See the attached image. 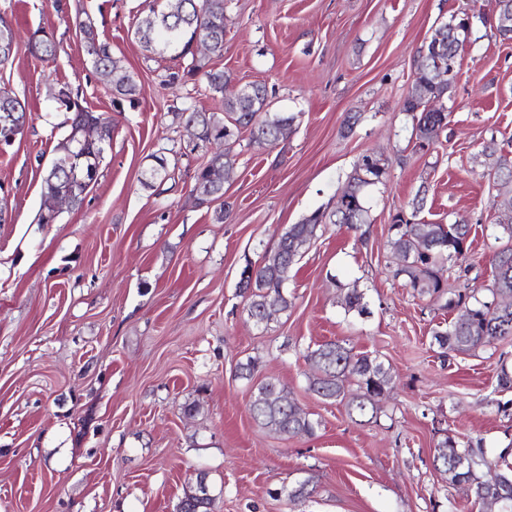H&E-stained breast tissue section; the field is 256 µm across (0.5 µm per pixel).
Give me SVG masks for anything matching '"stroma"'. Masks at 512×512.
<instances>
[{
  "instance_id": "obj_1",
  "label": "stroma",
  "mask_w": 512,
  "mask_h": 512,
  "mask_svg": "<svg viewBox=\"0 0 512 512\" xmlns=\"http://www.w3.org/2000/svg\"><path fill=\"white\" fill-rule=\"evenodd\" d=\"M151 3L0 0L15 33L0 85L28 117L0 144V512H176L202 471L213 512H478L433 457L450 436L512 463V388L498 385L512 341L441 356L443 301L394 277L387 239L392 215L423 197L421 220L470 224L467 261L480 283L492 279L500 186L483 148L512 152V40L491 0H224V54L207 65L239 88L265 84L270 112L295 121L275 147L237 146L221 221L193 193L210 153L177 114L218 108L220 96L170 83L178 61L135 38ZM81 13L139 84L134 101L95 71ZM463 13L472 29L443 98L448 125L422 151L402 104L434 30ZM39 30L59 43L56 60L30 54ZM64 83L109 119L112 141L83 204L42 224L44 177L66 134L50 92ZM161 151L175 175L144 187ZM370 152L388 169L364 232L327 225L290 274L291 308L257 328L242 269L335 202ZM346 285L367 314L345 311ZM330 341L389 368L392 390L370 421L310 391L305 356ZM251 358L253 377H238ZM270 379L319 420L314 435L253 420V391ZM304 480L310 495L291 499Z\"/></svg>"
}]
</instances>
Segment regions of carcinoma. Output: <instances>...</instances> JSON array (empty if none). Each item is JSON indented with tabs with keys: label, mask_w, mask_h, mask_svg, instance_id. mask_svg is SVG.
I'll return each mask as SVG.
<instances>
[{
	"label": "carcinoma",
	"mask_w": 512,
	"mask_h": 512,
	"mask_svg": "<svg viewBox=\"0 0 512 512\" xmlns=\"http://www.w3.org/2000/svg\"><path fill=\"white\" fill-rule=\"evenodd\" d=\"M226 21L224 0H153L148 12L138 19L134 32L146 50L183 60L182 71L170 74L171 82L202 79L213 92L223 94L222 107L216 112L196 108L181 112L199 144L217 146L208 163L194 176V191L200 204L224 198V179L217 177V173L233 168L234 148L242 131H249V143L272 148L294 122V116L286 113L269 115L268 92L262 84L252 83L224 94L231 76L221 69H205V64L196 58L192 46L198 33L210 37L211 54L223 55ZM467 26V19L453 16L435 29L431 41L438 43L439 52L426 54L418 64L411 90L403 102V111L412 116L416 147L421 150L427 149L448 124V112L436 102L448 92L454 77L439 80L437 73H448L456 66L459 45L469 34ZM79 32L94 67L111 76L112 92L134 99L139 94L137 82L112 56L110 45L99 39L94 23L80 22ZM14 39L12 26L0 18L1 66L12 56ZM29 51L43 60H54L58 44L48 33L36 32L29 42ZM52 98L66 113L63 124L68 126V133L59 143V154L44 178L39 215L43 224L55 221L58 199H68L73 207L83 203L89 175L98 170L112 140L109 121L84 106L79 92L63 84L52 92ZM25 118V105L11 90L0 87V137L6 130H21ZM153 161L149 178L144 181L148 188L168 174L164 152L153 155ZM385 174V162L380 156L362 155L331 209H318L300 223L288 225L274 248L266 250L256 263L246 264L238 287L249 293L248 316L255 325L266 326L277 314L288 311L290 272L317 232L328 224L353 228L369 223L366 189L383 182ZM491 176L497 183H512L509 154L494 160ZM494 205L502 235L496 237L500 245L492 257L493 278L481 287L485 292L481 299L476 296L477 289L466 283L446 301L444 308L455 317L446 328L434 333L444 356L449 352L493 347L512 337V196L505 195ZM420 209V202L414 201L411 213L400 210L392 216L388 246L398 259L394 276L404 277V286L420 296H442L448 287L445 264L458 267V280L468 278L472 269L467 264L470 226L460 219L449 224L421 221L417 219ZM344 302L350 311L366 310L363 294L356 287L347 289ZM306 359L316 370L309 388L319 397L344 404L352 418L377 413L391 383L389 371L377 358L355 354L337 342H329L309 351ZM352 376L357 381L354 393L345 386ZM249 410L259 425L285 437L312 436L319 426L309 414L287 403L285 386L270 380L256 387ZM434 466L454 484L460 480L470 483L472 496L483 512L492 508L495 512H512V466L505 463V458L489 460L481 446L448 436L436 446ZM213 506L214 498L207 486L184 493L182 512H212Z\"/></svg>",
	"instance_id": "carcinoma-1"
}]
</instances>
